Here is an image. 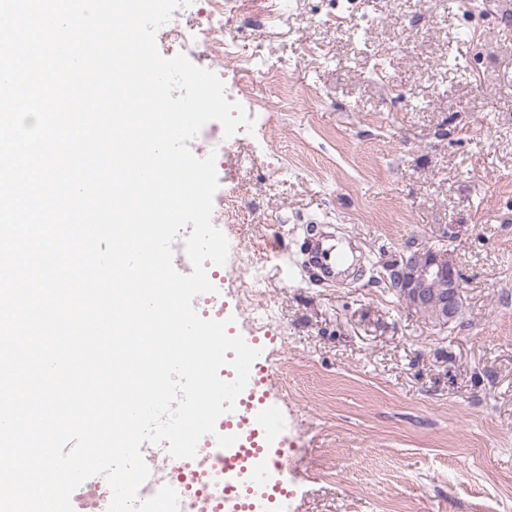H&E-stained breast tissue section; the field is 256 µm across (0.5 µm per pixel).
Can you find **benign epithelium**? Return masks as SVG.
<instances>
[{
  "instance_id": "benign-epithelium-1",
  "label": "benign epithelium",
  "mask_w": 512,
  "mask_h": 512,
  "mask_svg": "<svg viewBox=\"0 0 512 512\" xmlns=\"http://www.w3.org/2000/svg\"><path fill=\"white\" fill-rule=\"evenodd\" d=\"M438 282L448 283V298L442 301L441 315L442 324L447 325L461 315L456 299L463 288L452 255L420 249L393 268V286L407 295L406 305L411 312L428 306Z\"/></svg>"
}]
</instances>
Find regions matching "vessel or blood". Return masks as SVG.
Segmentation results:
<instances>
[{
  "instance_id": "vessel-or-blood-1",
  "label": "vessel or blood",
  "mask_w": 512,
  "mask_h": 512,
  "mask_svg": "<svg viewBox=\"0 0 512 512\" xmlns=\"http://www.w3.org/2000/svg\"><path fill=\"white\" fill-rule=\"evenodd\" d=\"M306 262L320 279L335 280L349 262L345 247L333 236L315 231L305 243ZM267 375L261 361H254L248 383L232 411L215 425L218 434L235 436L227 448L214 447L217 467L224 471V488L253 495L255 505L243 512H259V500L267 493L284 491L282 472L288 467V450L278 446L279 408L266 389Z\"/></svg>"
}]
</instances>
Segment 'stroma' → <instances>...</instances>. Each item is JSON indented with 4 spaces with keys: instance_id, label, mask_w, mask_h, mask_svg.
I'll use <instances>...</instances> for the list:
<instances>
[{
    "instance_id": "35a3bbf8",
    "label": "stroma",
    "mask_w": 512,
    "mask_h": 512,
    "mask_svg": "<svg viewBox=\"0 0 512 512\" xmlns=\"http://www.w3.org/2000/svg\"><path fill=\"white\" fill-rule=\"evenodd\" d=\"M241 19L251 132L217 172L240 208L225 287L266 345L290 495L273 512H512V0H283ZM332 224L364 260L333 283L293 261ZM452 238H444L446 229ZM449 250L464 310L410 312L380 279Z\"/></svg>"
}]
</instances>
